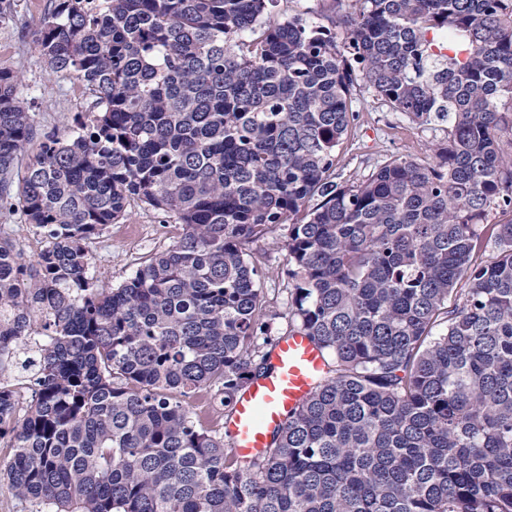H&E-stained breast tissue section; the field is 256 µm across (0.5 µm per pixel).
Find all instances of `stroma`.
<instances>
[{"instance_id": "1", "label": "stroma", "mask_w": 512, "mask_h": 512, "mask_svg": "<svg viewBox=\"0 0 512 512\" xmlns=\"http://www.w3.org/2000/svg\"><path fill=\"white\" fill-rule=\"evenodd\" d=\"M39 0H0V69L17 75L19 98L33 112L35 135L69 133L76 113L87 111L88 96L72 73L50 72L34 43L44 11ZM360 119L351 144L345 145L336 168L340 183L371 173L389 156L427 159L433 144L445 140L447 132L437 124H419L406 114L394 112L377 99L372 89H363ZM182 234L178 224L162 225L152 210L132 207L125 224L103 229L88 249L92 255V276L104 287H114L130 277L139 261L177 244ZM269 270L261 286L270 309L276 312L277 326H284L281 314L287 297L281 293L276 271L287 258L283 238L271 235L250 246Z\"/></svg>"}]
</instances>
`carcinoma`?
Returning a JSON list of instances; mask_svg holds the SVG:
<instances>
[{"label":"carcinoma","instance_id":"obj_1","mask_svg":"<svg viewBox=\"0 0 512 512\" xmlns=\"http://www.w3.org/2000/svg\"><path fill=\"white\" fill-rule=\"evenodd\" d=\"M82 2L35 43L94 102L84 136L30 148L0 69V209L49 241L26 263L0 231V479L50 512H512V0H351L344 51L281 0ZM363 84L447 137L342 184ZM134 204L184 233L101 288L85 243ZM275 233L282 336L327 371L242 460L177 396L228 413L268 372L247 247Z\"/></svg>","mask_w":512,"mask_h":512}]
</instances>
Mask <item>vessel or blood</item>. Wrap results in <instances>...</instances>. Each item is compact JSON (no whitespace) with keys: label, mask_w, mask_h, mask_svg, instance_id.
I'll list each match as a JSON object with an SVG mask.
<instances>
[{"label":"vessel or blood","mask_w":512,"mask_h":512,"mask_svg":"<svg viewBox=\"0 0 512 512\" xmlns=\"http://www.w3.org/2000/svg\"><path fill=\"white\" fill-rule=\"evenodd\" d=\"M271 370L251 382L224 418V431L238 455L253 456L266 448L271 434L284 424L326 372L325 356L302 334L282 339L271 354Z\"/></svg>","instance_id":"obj_1"}]
</instances>
